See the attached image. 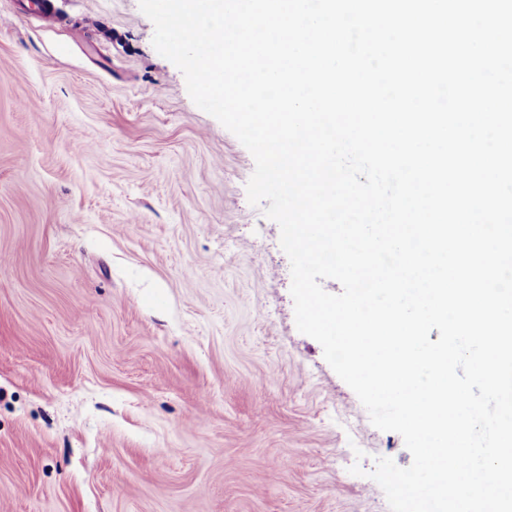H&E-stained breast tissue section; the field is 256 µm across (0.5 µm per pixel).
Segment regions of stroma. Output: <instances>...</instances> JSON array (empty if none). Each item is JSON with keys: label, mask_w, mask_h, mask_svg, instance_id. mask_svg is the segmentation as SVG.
I'll list each match as a JSON object with an SVG mask.
<instances>
[{"label": "stroma", "mask_w": 512, "mask_h": 512, "mask_svg": "<svg viewBox=\"0 0 512 512\" xmlns=\"http://www.w3.org/2000/svg\"><path fill=\"white\" fill-rule=\"evenodd\" d=\"M30 2L0 0V512H390L369 473L412 456L298 331L251 153L139 0Z\"/></svg>", "instance_id": "obj_1"}]
</instances>
